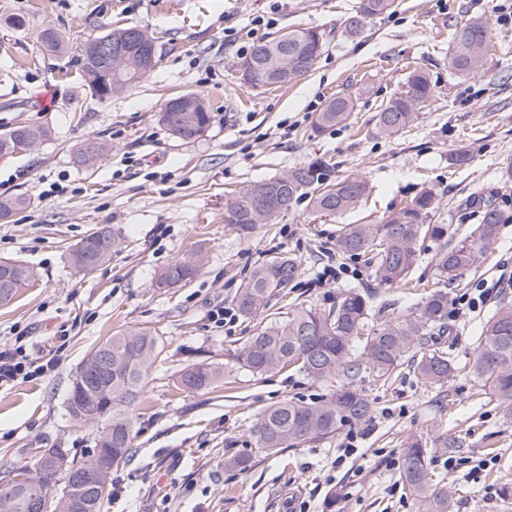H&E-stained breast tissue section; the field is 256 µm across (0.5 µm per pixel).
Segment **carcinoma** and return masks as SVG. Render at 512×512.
<instances>
[{"label":"carcinoma","instance_id":"obj_1","mask_svg":"<svg viewBox=\"0 0 512 512\" xmlns=\"http://www.w3.org/2000/svg\"><path fill=\"white\" fill-rule=\"evenodd\" d=\"M395 0H358L355 13L372 18L390 11ZM130 28H117L88 41L78 52L76 64L92 93L105 69L106 60L95 55L101 43L112 49L126 51L128 68L121 71L117 88L106 92L110 98L138 80L144 72L138 70L139 47L127 41ZM289 46L306 62L299 75L308 73L322 48V35L314 28L288 31ZM42 46L52 53H64L67 44L63 36L48 27L41 31ZM280 38L263 40L254 45L248 59L254 68L245 82L255 87L271 85L266 71L271 66L269 48ZM489 45V28L482 20H472L460 27L453 38L448 56L449 68L461 75L478 71ZM407 90L390 98L377 112L380 131L393 135L417 118V107L433 95L427 76L418 70L411 72ZM352 94L340 92L330 99L314 121V130L324 131L346 122L353 112ZM160 122L171 135L183 141L196 140L207 132L211 112H161ZM44 126L24 125L0 134V157L24 148L29 141L39 143L50 138ZM104 144L95 138L81 142L74 150L76 163L91 166L100 159ZM288 189L282 194L275 186L256 182L240 191L228 210L227 223L251 231L275 219L303 196H310L313 208L322 213L338 214L355 208L366 192L359 178H346L330 183L324 177L323 165L311 163L294 167L284 173ZM31 204V199L18 195L0 199V218ZM435 193L424 189L383 224H346L336 237V251L358 256L374 268L380 287H396L408 282L409 274L424 253V242L431 239L439 244L433 256L439 280L448 284L472 267L477 258L494 243L500 213L490 200L482 201L481 221L461 238L450 224H426L424 219L434 209ZM122 249L121 237L108 226L95 227L69 253L72 270L87 274L109 262L112 254ZM9 272L0 269V306L9 305L24 287L38 277L34 268L7 259ZM199 251L176 260L158 276L157 287L172 288L199 272ZM300 274L299 261L288 255L274 256L259 264L244 280L235 296L236 305L245 317H252L266 308L271 297L283 292ZM377 293L353 287L345 291L329 310L301 308L285 319L261 323L237 355V360L250 371L265 374L285 367L295 368L315 380L336 378L339 387L327 400L305 403L285 400L264 409L254 426L260 447L272 451L288 448L298 442L321 441L334 436L345 425L364 424L372 419L373 402L360 383L369 375L377 383H387L403 359L411 362L418 382L442 386L455 372L447 353L432 348L437 337L448 332V292H429L419 308L408 314L388 317L367 331L365 326L373 310ZM162 337L150 326L125 327L112 332L88 356L107 350L112 355V375L97 389L100 410L112 408V413L99 416L102 425L95 448L112 450L109 467L125 463L135 452L133 413L143 403L150 372L162 352ZM471 371L483 390L487 391L506 418H512V300L503 297L485 323L478 337ZM222 373L210 363L184 367L179 374V386L186 391H199L212 386ZM44 449L31 470L12 476L20 488L13 501H0V512H32L31 498L40 490V472L47 463ZM401 479L410 494L420 503L423 512H452L451 493L433 484L429 468L428 448L416 440L408 446ZM49 512H101V508H76L63 496L48 501Z\"/></svg>","mask_w":512,"mask_h":512}]
</instances>
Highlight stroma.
<instances>
[{"label": "stroma", "mask_w": 512, "mask_h": 512, "mask_svg": "<svg viewBox=\"0 0 512 512\" xmlns=\"http://www.w3.org/2000/svg\"><path fill=\"white\" fill-rule=\"evenodd\" d=\"M357 0H0V133L19 124L47 127L41 145L0 157V198L25 195L30 207L0 223V259L34 266L37 281L0 307V347L25 334L30 354L58 364L37 379L0 389V475L32 467L41 448H66L85 459L97 427L77 423L66 401L86 354L113 330L157 328L163 350L136 411L134 457L113 468L102 512H422L401 481L414 440L429 450L436 483L450 490L453 512H512V419L482 394L470 372L476 340L504 287H512V24L496 21L499 0H396L394 10L349 35ZM22 27H13V19ZM487 21L489 50L477 74L448 68L455 30ZM135 26L155 39L153 69L112 98L94 96L74 57L86 41ZM51 27L68 43L47 52L38 34ZM295 28L322 33L311 71L288 87L258 88L237 65L254 44ZM429 76L434 95L416 120L388 136L376 114L403 90L409 73ZM355 99L350 119L322 133L313 122L340 91ZM203 95L211 124L201 138L173 137L160 122L177 95ZM95 137L107 150L90 168L73 158ZM469 161L454 164L457 153ZM316 160L337 182L359 177L367 194L339 215L301 198L275 223L244 233L226 217L240 188ZM425 188L437 195L432 224L468 232L479 222L478 198L502 215L495 242L449 285L443 340L456 365L442 386L417 382L401 366L388 384L365 378L371 422L343 426L328 439L275 452L261 449L252 426L262 409L294 398L319 402L337 389L286 368L255 374L236 357L257 318L215 323L241 282L266 259L301 263L269 314L291 305L327 309L347 289L375 286L371 268L345 257L341 278L319 284L346 224H381ZM109 225L125 241L110 262L72 274L68 253L91 229ZM205 263L184 286L160 288L158 274L189 250ZM425 252L407 285L379 290L387 312L417 308L438 287ZM223 370L218 387L178 389L185 366ZM356 453L342 457L347 441ZM249 457L240 471L225 467Z\"/></svg>", "instance_id": "1"}]
</instances>
